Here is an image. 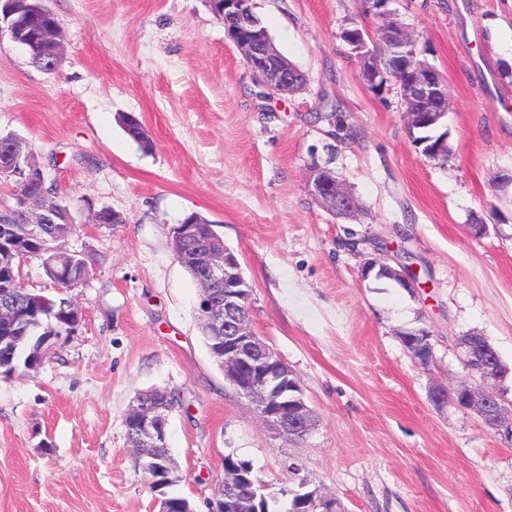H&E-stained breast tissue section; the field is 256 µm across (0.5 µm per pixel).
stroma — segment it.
<instances>
[{"label":"stroma","instance_id":"35a3bbf8","mask_svg":"<svg viewBox=\"0 0 512 512\" xmlns=\"http://www.w3.org/2000/svg\"><path fill=\"white\" fill-rule=\"evenodd\" d=\"M64 36L57 70L0 41V133L25 139L78 226L90 274L79 321L33 370L0 372V512H158L125 415L151 389L174 396L167 442L195 512L248 461L267 497L298 477L342 512H512V436L430 393L464 381L460 337L485 336L512 399V0H392L448 81L447 162L426 161L395 82L368 87L341 39L380 20L364 0H254L302 90L261 87L206 0H43ZM335 103L337 122L316 120ZM137 116L143 152L119 117ZM332 169L357 218L307 191ZM110 208L120 224H96ZM209 220L252 288L251 322L299 378L318 419L276 437L224 380L198 321V290L170 229ZM487 226L476 237L474 218ZM358 248H349V239ZM408 258L410 291L362 280L376 255ZM429 334L421 364L402 341ZM301 471L291 475L287 459Z\"/></svg>","mask_w":512,"mask_h":512}]
</instances>
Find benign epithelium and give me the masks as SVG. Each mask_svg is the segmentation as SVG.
Segmentation results:
<instances>
[{"instance_id":"7a95c632","label":"benign epithelium","mask_w":512,"mask_h":512,"mask_svg":"<svg viewBox=\"0 0 512 512\" xmlns=\"http://www.w3.org/2000/svg\"><path fill=\"white\" fill-rule=\"evenodd\" d=\"M215 16L224 22L228 38L242 51L246 62L262 86L276 93H290L299 83L301 73L293 68L274 48L263 30L255 29L251 0H209ZM43 12L41 0H0V38L9 40L30 55L35 53L37 41L49 46L51 55L39 58V63L53 70V61H61L64 54L62 31L57 24L34 31V24ZM340 37L350 46L362 78L370 88H378L393 79L399 86L406 111L409 133L419 153L429 161H436L448 153V134L420 139L414 131L440 125L448 114V81L426 60L421 58L418 42L404 24L388 21L370 31L353 22L341 30ZM19 137L0 134V148L5 149V164H0V176L12 177L15 169L24 168L27 181L40 186L46 184L44 172L35 158L16 152ZM309 194L335 215L354 216L356 201L343 187L334 172L327 167L310 169L307 177ZM17 206L31 214L26 233L46 229L56 217L70 225L75 224L72 212L64 202L57 201L56 210L40 211V201L29 194L15 195ZM176 243L173 255H181V246L198 236L196 222L172 233ZM20 234L14 224H0V266L22 270L30 253L21 246ZM48 273L66 280V287H80L89 275V265L81 255L65 250L48 252L39 257ZM391 278L403 288L414 287L415 275L404 265L394 268L385 261L365 260L360 269L362 279L371 274ZM200 295V314L207 320L224 345H216L212 356L224 369V380L252 406L256 415L274 434L285 441L306 438L314 427V412L304 399L303 389L293 371L252 329L248 299L252 289L242 276L235 254L227 247H213L203 256L197 268ZM406 346L421 363L432 358L427 342L405 338ZM463 366L468 381L453 393L437 389L430 394L437 406L449 402L474 411L482 424L493 431L506 430L512 435V401L502 391H488L486 385L503 378L493 367L491 352L473 339L462 344ZM172 407L159 399L152 390L138 396L136 404L125 416V424L135 431L131 451L137 463L149 475L153 491L160 493L159 512H194L188 499L174 500L163 492L162 475L169 465L153 454L167 439V424ZM225 500L214 501L212 512H224L225 506L240 507V485L237 474L224 470ZM298 492L317 499L322 512H336L338 501L324 494L319 487L303 480Z\"/></svg>"}]
</instances>
